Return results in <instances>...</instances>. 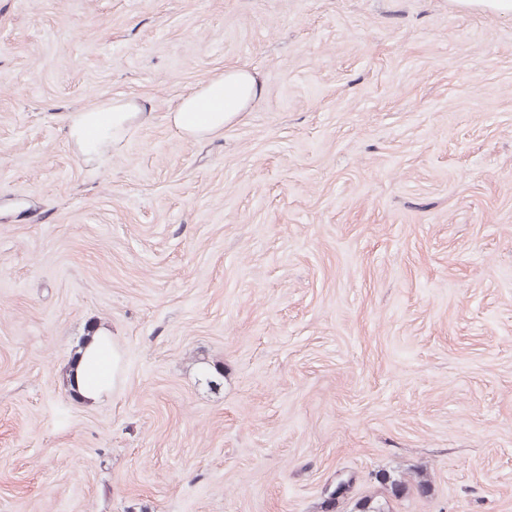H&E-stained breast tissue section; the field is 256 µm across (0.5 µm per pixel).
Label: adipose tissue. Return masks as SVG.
Segmentation results:
<instances>
[{"mask_svg":"<svg viewBox=\"0 0 512 512\" xmlns=\"http://www.w3.org/2000/svg\"><path fill=\"white\" fill-rule=\"evenodd\" d=\"M261 93L262 82L256 71L229 67L180 97L168 121L184 138L209 139L223 133L225 125L240 120ZM150 119L137 99L117 97L67 113L65 135L87 162L99 165ZM120 362L115 336L109 329H96L70 367L71 385L78 399L88 405L102 402L115 383Z\"/></svg>","mask_w":512,"mask_h":512,"instance_id":"adipose-tissue-1","label":"adipose tissue"}]
</instances>
